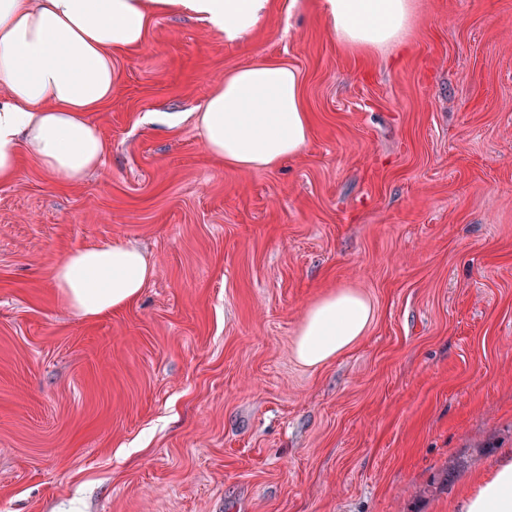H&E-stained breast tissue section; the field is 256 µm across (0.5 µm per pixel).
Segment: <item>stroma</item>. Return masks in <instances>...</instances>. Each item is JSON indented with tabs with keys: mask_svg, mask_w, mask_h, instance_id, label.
<instances>
[{
	"mask_svg": "<svg viewBox=\"0 0 512 512\" xmlns=\"http://www.w3.org/2000/svg\"><path fill=\"white\" fill-rule=\"evenodd\" d=\"M413 2L382 52L321 0H273L235 44L157 16L89 115L102 169L64 185L25 155L0 182V512H449L512 450V0ZM259 55L301 72L312 131L238 170L192 114ZM109 243L155 276L87 320L47 273ZM339 288L374 320L303 366ZM374 317L372 303L350 289L338 290L307 311L298 330L296 355L309 367L336 358L365 335Z\"/></svg>",
	"mask_w": 512,
	"mask_h": 512,
	"instance_id": "35a3bbf8",
	"label": "stroma"
}]
</instances>
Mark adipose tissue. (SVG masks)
Instances as JSON below:
<instances>
[{
    "instance_id": "obj_1",
    "label": "adipose tissue",
    "mask_w": 512,
    "mask_h": 512,
    "mask_svg": "<svg viewBox=\"0 0 512 512\" xmlns=\"http://www.w3.org/2000/svg\"><path fill=\"white\" fill-rule=\"evenodd\" d=\"M272 0H0V181L17 177L23 154L67 184L104 162L105 144L87 115L112 96L114 50L144 44L154 16L183 13L234 44L266 17ZM412 0H323L343 45L379 50L398 42ZM196 125L211 154L238 169H271L299 154L311 134L301 76L260 56L224 77ZM154 276L137 247L105 244L73 251L48 274L78 315L96 319L135 302ZM372 303L349 290L307 311L296 355L309 367L336 358L365 335ZM452 512H512V454L478 471Z\"/></svg>"
}]
</instances>
